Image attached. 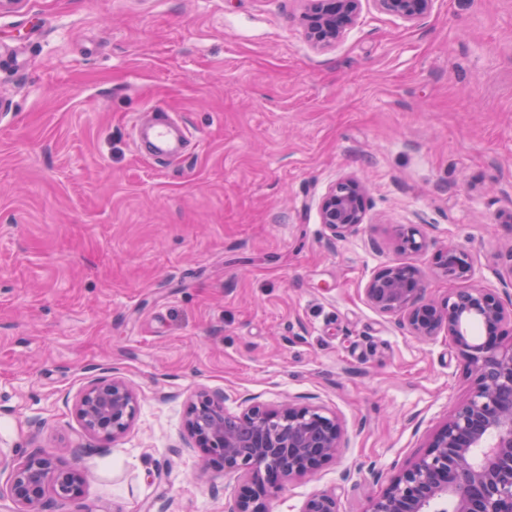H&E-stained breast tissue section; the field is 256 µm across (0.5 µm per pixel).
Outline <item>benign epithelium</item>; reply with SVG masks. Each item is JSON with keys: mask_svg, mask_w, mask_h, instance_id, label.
<instances>
[{"mask_svg": "<svg viewBox=\"0 0 512 512\" xmlns=\"http://www.w3.org/2000/svg\"><path fill=\"white\" fill-rule=\"evenodd\" d=\"M306 37L315 46L341 39L354 25L361 0H308ZM381 12L414 24L428 16L434 0H374ZM319 219L342 238L365 221L364 190L345 179L328 187ZM398 247L422 252L424 236L413 225L396 231ZM450 279L471 280L476 270L466 249L450 245L435 254ZM422 274L414 267L387 265L366 284L375 310L397 320L423 342L444 334L455 346L471 381L468 395L448 410L427 449L401 468L387 489L368 500L364 512H512V291L499 296L473 286L442 300L425 296ZM482 327L472 337L466 325ZM221 391L202 390L187 410L186 427L216 472L237 480L230 512H271L270 501L291 481L316 474L339 457L345 444L341 420L318 406L290 402L272 409L250 404L237 414L224 407ZM138 399L116 378H96L80 392L76 410L83 430L103 439L124 434L134 420ZM7 474L13 512H51L54 501L85 496L86 472L62 468L39 449L15 458L0 448V475ZM302 512H338L336 494L321 491Z\"/></svg>", "mask_w": 512, "mask_h": 512, "instance_id": "1", "label": "benign epithelium"}]
</instances>
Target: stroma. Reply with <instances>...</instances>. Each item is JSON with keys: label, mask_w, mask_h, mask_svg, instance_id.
Returning <instances> with one entry per match:
<instances>
[{"label": "stroma", "mask_w": 512, "mask_h": 512, "mask_svg": "<svg viewBox=\"0 0 512 512\" xmlns=\"http://www.w3.org/2000/svg\"><path fill=\"white\" fill-rule=\"evenodd\" d=\"M305 0H23L0 10V446L88 473L53 512H229L235 482L185 430L199 389L306 402L345 427L340 460L295 479L273 512L335 491L362 512L466 397L446 336L422 342L371 308L382 267L418 268L428 298L464 288L434 255L468 250L477 285L512 276V0H436L406 25L362 0L320 49ZM195 135L165 168L133 117ZM365 191L343 238L319 222L342 179ZM417 226L428 247L398 249ZM124 380L120 437L75 401ZM352 480H343L345 470ZM137 408V396L127 383L105 377L90 381L80 392L76 405L85 432L112 440L129 429Z\"/></svg>", "instance_id": "stroma-1"}]
</instances>
